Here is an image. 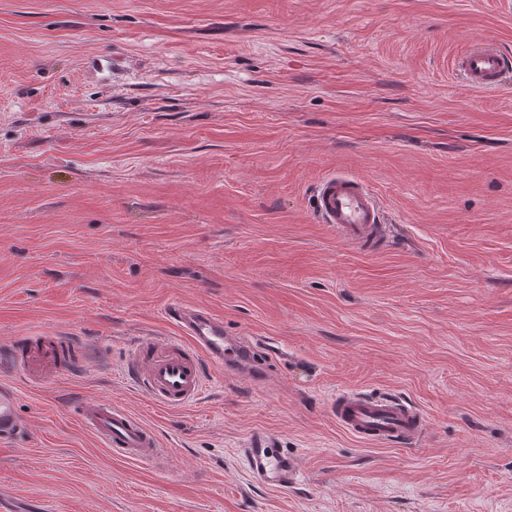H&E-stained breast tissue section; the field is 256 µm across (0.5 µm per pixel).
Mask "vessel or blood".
I'll use <instances>...</instances> for the list:
<instances>
[{
  "label": "vessel or blood",
  "mask_w": 512,
  "mask_h": 512,
  "mask_svg": "<svg viewBox=\"0 0 512 512\" xmlns=\"http://www.w3.org/2000/svg\"><path fill=\"white\" fill-rule=\"evenodd\" d=\"M459 69L473 89H498L512 76V54L490 38L474 43L461 58ZM313 214L318 223L335 228L347 242L375 250L386 242L382 209L370 185L363 179L330 174L314 192ZM166 314L188 343L171 338L143 336L135 342L129 371L138 387L153 402L170 409L191 403L202 393L206 368L224 374L261 381L265 369L258 363L256 344L248 338L225 335L224 324L209 312L182 303L168 307ZM81 349L63 336H18L0 349V366L25 378L48 382L75 371ZM337 424L347 434L376 445L413 447L427 431L423 412L413 404L359 392H341L331 401ZM81 425L102 445L122 458L155 467L164 466L170 454L155 430L132 411L97 399L80 398L73 404ZM12 387L0 386V439L20 431ZM244 461L254 482L270 489L293 487L299 477L298 460L279 447L274 432L257 428L245 442Z\"/></svg>",
  "instance_id": "obj_1"
}]
</instances>
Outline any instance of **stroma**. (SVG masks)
<instances>
[{"mask_svg": "<svg viewBox=\"0 0 512 512\" xmlns=\"http://www.w3.org/2000/svg\"><path fill=\"white\" fill-rule=\"evenodd\" d=\"M512 52V0H0V347L86 353L0 371L28 436L0 443L11 512H512V79L470 88L474 40ZM363 178L373 253L317 223L329 174ZM203 308L270 358L170 411L128 378L142 336ZM425 413L420 446L345 433L339 392ZM140 414L160 470L113 456L72 396ZM276 432L301 475L256 485ZM81 359V349L65 336H17L2 349L0 366L48 382L75 371ZM278 436L256 428L247 436L242 448L244 461L254 482L270 489L288 490L299 477V462L282 451Z\"/></svg>", "mask_w": 512, "mask_h": 512, "instance_id": "obj_1", "label": "stroma"}]
</instances>
